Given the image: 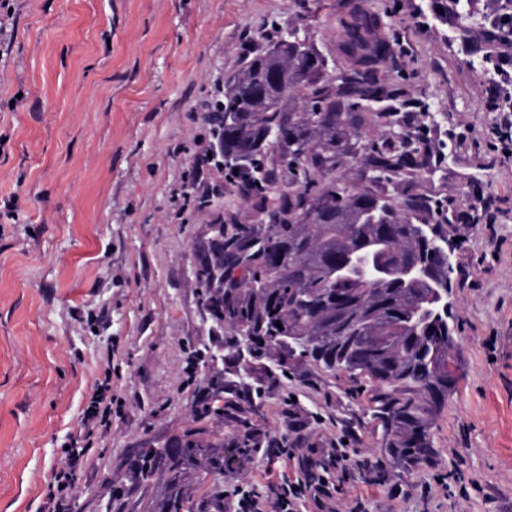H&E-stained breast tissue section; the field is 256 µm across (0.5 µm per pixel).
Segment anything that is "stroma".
<instances>
[{
	"instance_id": "stroma-1",
	"label": "stroma",
	"mask_w": 512,
	"mask_h": 512,
	"mask_svg": "<svg viewBox=\"0 0 512 512\" xmlns=\"http://www.w3.org/2000/svg\"><path fill=\"white\" fill-rule=\"evenodd\" d=\"M351 0H9L0 11V512H45L46 484L91 389L112 375L118 405L80 462L64 512H152L158 482L131 483L127 452L189 428L230 454L190 468L193 504L238 489L273 502L325 481L297 512H512V156L496 131L512 58L481 25L499 0H466L474 21H443L435 0H360L395 53L380 73L404 85L403 114L430 147L406 191L441 202L460 239L450 274L458 381L431 428L433 454L406 467L383 452L370 380L310 363L286 374L224 371L208 399L209 331L189 270L217 215L258 220L197 161L226 75L302 23L344 65ZM210 187L199 208L192 187ZM492 200L493 225L479 223ZM211 411L198 417L201 400ZM257 434L246 457L232 453ZM358 467L344 475L334 451ZM312 490L314 491V498L318 497L319 495L328 494L324 483H319L317 485H313L311 483H307L306 485H288V487L282 488L281 492L277 495L273 505V511L293 512L294 501L300 495L311 493Z\"/></svg>"
}]
</instances>
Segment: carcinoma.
<instances>
[{
  "mask_svg": "<svg viewBox=\"0 0 512 512\" xmlns=\"http://www.w3.org/2000/svg\"><path fill=\"white\" fill-rule=\"evenodd\" d=\"M488 40L512 36V0H502ZM296 31L269 40L226 81L208 113L216 169L231 171L232 192L255 201L261 224L209 225L220 238L200 261L195 288L207 315L242 336L245 353L232 365L268 361L285 371L309 361L329 373L366 376L376 384L385 451L417 464L431 452L435 413L456 384L454 326L423 312L433 289L448 281V240L441 208L427 198L389 193L421 165L410 129L399 118L405 89L377 79L392 55L373 13H351L342 44L348 59L338 76L309 36ZM389 129L381 142L355 137L367 125ZM362 164L358 181L337 174ZM376 279L367 284L360 265ZM428 278L409 282L401 267ZM211 444L188 429L160 454L133 450L132 478L165 476L158 512H190L186 463Z\"/></svg>",
  "mask_w": 512,
  "mask_h": 512,
  "instance_id": "obj_1",
  "label": "carcinoma"
}]
</instances>
